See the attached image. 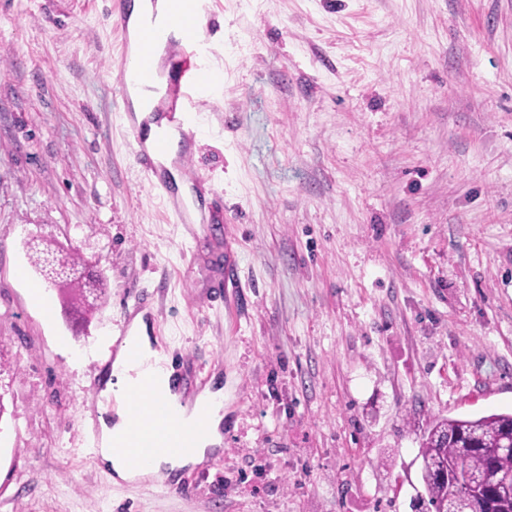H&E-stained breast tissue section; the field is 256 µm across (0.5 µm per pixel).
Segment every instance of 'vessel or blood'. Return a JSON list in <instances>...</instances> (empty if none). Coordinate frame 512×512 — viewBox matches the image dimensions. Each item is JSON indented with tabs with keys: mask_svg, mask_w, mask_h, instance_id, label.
Instances as JSON below:
<instances>
[{
	"mask_svg": "<svg viewBox=\"0 0 512 512\" xmlns=\"http://www.w3.org/2000/svg\"><path fill=\"white\" fill-rule=\"evenodd\" d=\"M165 21L131 31V0H112L108 15L118 33L119 67L113 76L114 96L119 111L126 117V129L135 161L149 175L148 192L162 196L183 224H211L220 221L221 209L209 207L197 213L202 180L191 165L197 144L206 133L202 112L221 87L214 66L216 28L204 27V19L214 12L216 0H169ZM165 44L167 69L156 67L153 48ZM165 79L164 95L158 104L168 130L149 134L147 120L139 118L131 102L132 89L153 91L157 79ZM178 135L179 150L175 166L189 185L191 195L184 198L173 188L167 172L158 170L157 155L168 152L171 135ZM170 388L160 377L141 375L123 399L129 433L122 447L134 464L147 463L164 452L190 455L196 447L197 433L180 427L178 416L170 410Z\"/></svg>",
	"mask_w": 512,
	"mask_h": 512,
	"instance_id": "b4317fda",
	"label": "vessel or blood"
}]
</instances>
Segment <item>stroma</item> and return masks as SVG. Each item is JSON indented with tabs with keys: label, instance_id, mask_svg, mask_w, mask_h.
Segmentation results:
<instances>
[{
	"label": "stroma",
	"instance_id": "obj_1",
	"mask_svg": "<svg viewBox=\"0 0 512 512\" xmlns=\"http://www.w3.org/2000/svg\"><path fill=\"white\" fill-rule=\"evenodd\" d=\"M45 2L0 0V512H417L431 421L512 411V0H218L208 229L145 188L103 0ZM32 241L100 260L83 330ZM140 301L224 391L179 495L89 455Z\"/></svg>",
	"mask_w": 512,
	"mask_h": 512
}]
</instances>
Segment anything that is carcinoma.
Listing matches in <instances>:
<instances>
[{"mask_svg": "<svg viewBox=\"0 0 512 512\" xmlns=\"http://www.w3.org/2000/svg\"><path fill=\"white\" fill-rule=\"evenodd\" d=\"M33 263L46 282L68 291V313L77 322L96 310L106 295L97 264L58 246L31 247ZM512 413L478 418L437 417L424 436L419 457L425 512H448V495L471 494L493 485L497 512H512Z\"/></svg>", "mask_w": 512, "mask_h": 512, "instance_id": "carcinoma-1", "label": "carcinoma"}]
</instances>
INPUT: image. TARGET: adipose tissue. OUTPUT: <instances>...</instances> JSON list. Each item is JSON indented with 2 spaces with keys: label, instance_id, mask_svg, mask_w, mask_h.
Segmentation results:
<instances>
[{
  "label": "adipose tissue",
  "instance_id": "1",
  "mask_svg": "<svg viewBox=\"0 0 512 512\" xmlns=\"http://www.w3.org/2000/svg\"><path fill=\"white\" fill-rule=\"evenodd\" d=\"M154 351L145 332L142 320H135L132 334L127 344L117 354L112 365V382H109L103 392L104 397L121 398L123 391L133 383L136 372L150 363ZM205 416L207 429L205 435L199 440L193 455L176 456L164 455L155 458L152 462L139 467L130 466L125 456L120 453L117 446L127 434L128 420L123 408H116L112 423L102 424L101 443L98 454L102 462L106 463L116 475L126 481L141 479L157 473L160 469L178 470L190 464H196L219 445L222 440L221 425L224 420V393L217 390L205 392L196 401L192 411L183 412L184 425H194L197 416Z\"/></svg>",
  "mask_w": 512,
  "mask_h": 512
}]
</instances>
